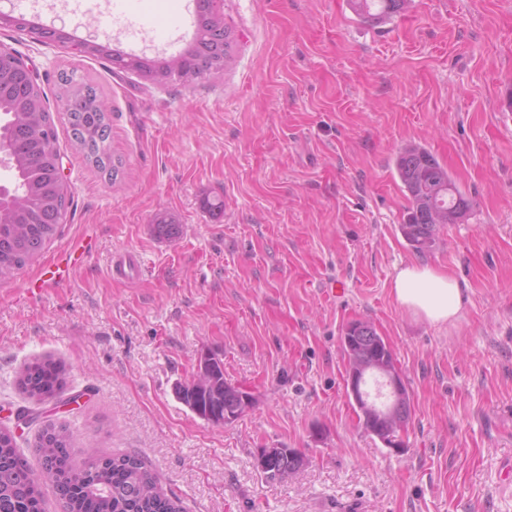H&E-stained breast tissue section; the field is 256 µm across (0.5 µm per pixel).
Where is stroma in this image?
<instances>
[{"mask_svg": "<svg viewBox=\"0 0 512 512\" xmlns=\"http://www.w3.org/2000/svg\"><path fill=\"white\" fill-rule=\"evenodd\" d=\"M0 12L70 36L0 28L47 95L73 193L61 235L0 282V425L33 412L17 436L27 458L40 425L62 422L77 463L138 454L186 512H512V0H412L382 25L348 0H223L232 63L160 87L80 42L171 59L195 17L129 40L107 0H0ZM64 74L106 106L115 179L70 139ZM408 143L474 201L425 255L400 231L409 199L393 161ZM162 216L172 234L158 232ZM80 237L83 266L26 294ZM120 252L140 266L127 282L110 275ZM410 263L461 283L456 323L395 301ZM356 319L386 338L408 388L402 452L363 432L347 394L341 336ZM208 353L255 397L228 424L176 394ZM48 356L67 384L30 401L15 372ZM261 448L304 463L268 483Z\"/></svg>", "mask_w": 512, "mask_h": 512, "instance_id": "obj_1", "label": "stroma"}]
</instances>
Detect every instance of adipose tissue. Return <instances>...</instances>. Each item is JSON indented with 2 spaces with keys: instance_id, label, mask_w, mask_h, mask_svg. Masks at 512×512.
<instances>
[{
  "instance_id": "obj_1",
  "label": "adipose tissue",
  "mask_w": 512,
  "mask_h": 512,
  "mask_svg": "<svg viewBox=\"0 0 512 512\" xmlns=\"http://www.w3.org/2000/svg\"><path fill=\"white\" fill-rule=\"evenodd\" d=\"M392 293L408 313L429 323L452 324L460 317L462 288L450 274L409 264L395 274Z\"/></svg>"
}]
</instances>
